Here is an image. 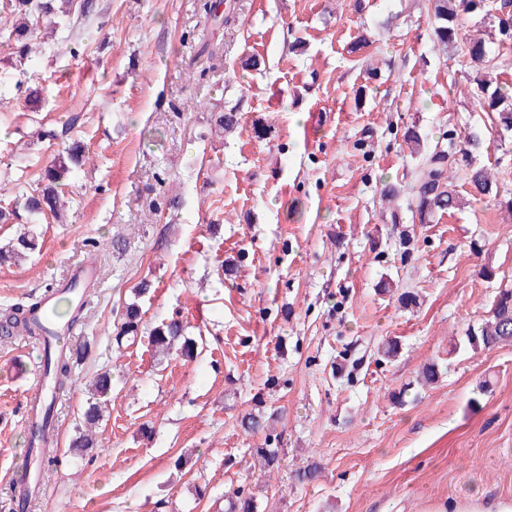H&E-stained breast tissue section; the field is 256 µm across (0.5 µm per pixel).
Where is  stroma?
<instances>
[{
    "label": "stroma",
    "mask_w": 512,
    "mask_h": 512,
    "mask_svg": "<svg viewBox=\"0 0 512 512\" xmlns=\"http://www.w3.org/2000/svg\"><path fill=\"white\" fill-rule=\"evenodd\" d=\"M431 21L429 0H94L77 41L60 24L55 44L32 39L30 61L0 41V205L60 147L30 143L36 127H70L89 152L62 221L0 224V244L25 231L42 244L0 265V307L96 267L84 331L69 339L86 354L55 402L56 460L41 471L26 419L43 348L0 340V512H14L28 472L27 512H224L236 489L257 512L512 500V343L466 342L512 288V133L481 110L461 49L435 48ZM461 27L488 40L512 87V47L489 40L496 18ZM359 36L367 47L348 54ZM247 56L259 70L241 69ZM228 105L241 122L216 132ZM469 131L497 197L473 195L457 161ZM436 150L454 159L463 202L422 224L411 187ZM387 184L397 198L382 197ZM404 291L416 306H399ZM132 302L138 338L119 346ZM172 318L197 358H154L148 336ZM388 341L391 359L378 353ZM433 362L438 380L420 386ZM103 370L112 394L96 447L77 455L85 384ZM249 412L265 429L241 427ZM266 445L281 456L268 477L251 455ZM312 466L318 480L299 481Z\"/></svg>",
    "instance_id": "35a3bbf8"
}]
</instances>
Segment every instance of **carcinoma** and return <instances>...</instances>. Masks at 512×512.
I'll list each match as a JSON object with an SVG mask.
<instances>
[{"label":"carcinoma","instance_id":"cac0c4a2","mask_svg":"<svg viewBox=\"0 0 512 512\" xmlns=\"http://www.w3.org/2000/svg\"><path fill=\"white\" fill-rule=\"evenodd\" d=\"M75 0H8L11 12L18 16L4 38L14 41L20 52L27 51V40L33 32L40 29V24L50 16L89 17L93 11V0H80L79 7H74ZM512 4V0H502L495 5L490 0H431L433 14V40L446 48L462 40L460 19L464 15L489 13L491 9H502ZM464 55L470 61L484 65V70L476 73L474 82L478 90L479 105L485 112L495 113L498 124L506 131H512V93L498 78L495 70L485 66L487 48L484 41L477 39L465 44ZM239 109L231 106L224 109L216 118V126L232 129L239 125ZM479 145L474 135L464 138L459 150L461 160L466 162L467 180L474 192L487 195L492 192L494 182L490 172L483 166L469 163L471 149ZM83 162V147L77 143L65 147L54 156L46 169V183L37 184L32 191L24 190L18 198L24 200V208L32 215L50 214L60 220L57 203L66 186L65 180L73 168ZM448 155L442 151H433L425 160L419 176L412 187L415 211L421 224H428L438 213L450 212L459 208L462 199L448 176ZM38 248V238L32 234H23L5 245L0 246V264L22 258ZM58 302L67 308L68 322L81 318V308L74 304L68 291L56 289ZM42 301L31 297L24 302H16L0 308V338L28 336L40 341L44 347L43 368L48 386L47 400L42 408L38 424L31 429L28 452H37L41 460H50L47 452L49 441L45 436L47 427L52 424L54 402L56 397L65 392L72 379L73 362L69 346L59 340L47 339L49 331L43 328L37 314ZM141 314L138 307L127 306L123 321L115 327V339L135 340ZM149 340L155 351L168 354L172 351L185 359L197 355L195 341L184 336V326L174 318L162 322L150 333ZM472 347L492 348L503 343L512 342V288L498 292L482 322L470 329L466 336ZM91 396L84 410V422L93 426L103 417V408L97 398L112 391V376L108 372L96 374L90 380ZM252 454L258 460L261 472L267 474L280 467V455L277 448H254ZM229 512H256L252 497L237 493L229 500Z\"/></svg>","mask_w":512,"mask_h":512}]
</instances>
